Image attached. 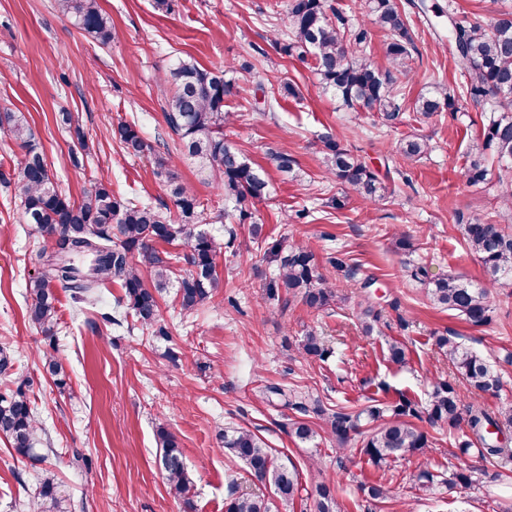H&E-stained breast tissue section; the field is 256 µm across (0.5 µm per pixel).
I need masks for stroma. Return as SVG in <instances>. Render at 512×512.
<instances>
[{"label": "stroma", "mask_w": 512, "mask_h": 512, "mask_svg": "<svg viewBox=\"0 0 512 512\" xmlns=\"http://www.w3.org/2000/svg\"><path fill=\"white\" fill-rule=\"evenodd\" d=\"M100 5L115 33L108 46L73 26L56 0H0V109L25 115L51 173L72 198L102 177L118 196L167 205L168 190L153 176L151 160L121 151L111 137L112 122L123 116L148 140L168 138V89L160 78L171 61L191 58L209 69L233 64L238 92L224 102L232 114L224 136L269 183L266 198L250 207L264 241L254 243L237 214H226L215 183L199 180L190 161H178L181 180L204 205L200 230L221 243L225 226L236 225L234 248L216 260L221 286L214 298L184 315L175 287H168L158 297L167 330L161 336L124 325L127 308L117 284L83 302L63 291L55 336L46 339L29 324L24 301L37 273L31 255L42 237L21 219L13 181L18 149L0 140V174L6 176L0 181V351L12 360L0 374V392L30 379L27 394L46 450L44 457L24 458L0 435V512H38L40 480L47 474L70 499L72 512H183L158 463L162 427L180 442L196 512H224L232 493L265 491L223 448L220 434L227 426L251 429L301 470L293 503L274 501L272 512H315V487L323 480L335 484L343 512H512V459L483 457L474 447L461 451L460 442L470 436L467 426L428 427L423 452L377 466L356 439L341 458L327 440L294 442L288 423L295 411L262 394L265 386L277 385L355 409L374 401L392 405L404 395L422 407L434 382L458 380L435 345L436 336L447 335L489 359L500 375L501 391L481 394L483 407L492 412L512 401V296L494 294L491 321L474 326L430 304L410 275L419 265L431 280L454 274L486 283L481 262L465 246L460 219L492 212L497 223L512 224V213L498 211L493 182L466 181L465 153L490 113L464 95V78L427 15L410 16L416 49L402 81L401 120L380 126L372 113L348 110L326 93L310 64L276 49L288 31L287 0H173L168 12L156 10L153 0ZM286 80L299 87L301 98L279 94ZM435 83L447 85L456 110L418 119L413 102ZM63 112L72 113L89 145L78 167L70 161L75 138L59 123ZM327 132L378 171L389 188L385 200L351 197L341 208L331 206L341 190L321 163L319 138ZM412 135L427 138L431 151L404 169L399 147ZM284 145L297 162V179L281 176L267 158ZM301 209L306 218H296ZM398 230L410 235L412 249L395 248ZM292 241L321 263L334 250L345 254L357 275L334 276L342 303L315 312L284 291L269 298L277 252ZM366 276L376 278L382 308L370 336L362 334L355 314ZM311 329L325 338L327 360L298 352ZM391 339L406 344L407 365L387 361ZM44 351L63 361L65 388L44 371ZM313 457L319 460L314 468L308 465ZM465 466L481 471L469 488L428 494L412 482L422 470L445 477ZM376 480L390 484L394 499L375 502L364 495L362 484Z\"/></svg>", "instance_id": "35a3bbf8"}]
</instances>
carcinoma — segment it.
<instances>
[{
    "label": "carcinoma",
    "instance_id": "carcinoma-1",
    "mask_svg": "<svg viewBox=\"0 0 512 512\" xmlns=\"http://www.w3.org/2000/svg\"><path fill=\"white\" fill-rule=\"evenodd\" d=\"M59 10L71 17L74 24L102 45L112 42V23L102 12L99 0H57ZM432 24L435 31H446L448 50L456 60L465 79L464 89L476 104L494 102L503 112L490 119L481 134L469 146L465 160V176L472 184L487 181L490 170L487 159L497 160V200L502 209H512V12H505L490 24L476 18L450 13L448 22ZM387 33L386 57L389 67L381 69L372 60L369 50L370 29ZM289 41L280 46L287 55H296L306 62L313 60L314 72L322 87L334 93L342 104L353 110L367 109L378 114L385 126L400 121L398 81L407 76L414 38L406 9L397 0H366L365 20L349 22L342 11L329 0H289ZM169 86L163 105V118L175 148L161 153L144 137L136 124L122 118L112 125V139L125 154L134 157L151 155L153 174L167 184L170 198L179 219L172 222L159 207L135 198L113 194L110 183L94 182L80 200L63 193L50 174L27 119L20 112L0 111V136L9 138L19 149L17 157L18 185L22 203V219L37 227L44 245L37 249L34 260L42 271L27 285L26 315L29 323L45 338L54 336L58 320L59 298L56 289L72 292L75 300H84L94 288L110 282L124 290L127 309L141 324L164 332L157 319V295L168 288L180 263L189 270L176 280V295L181 311L188 313L210 302L219 287L215 270L217 243L198 230L202 202L188 184L179 180L173 152L185 156L196 166L204 180L218 182L224 201L233 204L239 222L251 217L247 205L267 194L268 183L263 171L245 162L224 137V126L230 113L224 111L225 98L232 94L234 84L222 69H206L192 60L178 58L161 76ZM455 110V97L447 88L436 85L421 93L414 101L417 118L429 119L438 112ZM61 123L70 128L73 116L61 113ZM74 128V127H72ZM80 150L71 153L74 166L81 164L80 153L86 144L80 128H74ZM326 174L342 186L344 196L354 195L364 201L376 202L388 193V186L379 175L355 156L331 133L320 137ZM429 151L427 140L412 136L400 143L399 155L413 164ZM271 165L285 175L294 174L295 160L285 147L269 154ZM470 252L481 261L489 276L487 285L473 284L459 276L428 283L426 296L436 306L453 311L473 326L491 320V289H502L512 295V225L496 224L485 215H471L462 225ZM182 242L189 253L160 251L156 244ZM151 276L152 285L144 281L142 270ZM284 289L288 295L313 310L326 309L341 300L336 286L323 271L315 255L302 245L291 242L281 257L278 275L269 288V298ZM359 320L365 334L370 335L380 320L378 303L366 296L359 303ZM438 349L446 356L457 376L480 393L500 390L502 381L490 362L467 348L456 336H438ZM298 349L301 354L323 361L330 356L324 339L307 332ZM388 360L396 365L408 363L406 346L395 339L387 343ZM44 367L59 387L66 385L63 364L45 356ZM27 379L16 390L0 395V434L9 439L15 452L23 457L36 456L39 421L27 396ZM266 393L277 395L302 418L289 423L288 435L294 441L311 444L324 433L336 444V450L348 447L353 436L361 437L360 451L372 462L381 464L405 453L421 452L429 446L427 432L414 423L426 414L432 426L455 429L467 423L481 444L483 456H507L509 449L492 437L489 428L512 425V403L490 413L482 405L468 406L456 385L437 381L429 395L425 411L403 396L392 406L381 403L360 410L330 405L319 397L288 392L278 386L266 387ZM313 417L322 423L316 428L306 420ZM224 448L243 462L260 483L281 501H294L299 490V470L293 462L276 457L265 441L247 428L224 429ZM161 448L159 466L170 491L182 500L184 512H194L189 496L190 479L185 469L180 443L165 428L157 432ZM419 488L430 491L442 484L470 487L475 483L472 470L461 467L448 479L421 471L415 476ZM372 500H387L392 490L381 482L363 486ZM317 512H340L331 483L315 488ZM42 512H70V505L61 495L59 485L51 476L45 477L39 489ZM226 512H270L269 499L263 495L240 494L226 503Z\"/></svg>",
    "mask_w": 512,
    "mask_h": 512
}]
</instances>
